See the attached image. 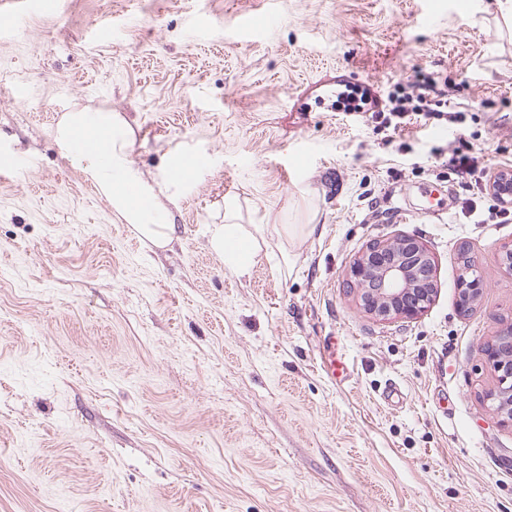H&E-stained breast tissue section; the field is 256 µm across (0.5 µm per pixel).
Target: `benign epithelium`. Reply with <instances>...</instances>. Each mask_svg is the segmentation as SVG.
Returning a JSON list of instances; mask_svg holds the SVG:
<instances>
[{
	"label": "benign epithelium",
	"instance_id": "obj_1",
	"mask_svg": "<svg viewBox=\"0 0 512 512\" xmlns=\"http://www.w3.org/2000/svg\"><path fill=\"white\" fill-rule=\"evenodd\" d=\"M490 188L505 201L512 197V170L490 177ZM466 276L458 283L461 312L476 308L484 283L468 251L460 253ZM350 278L358 288L360 308L381 322L411 321L420 316L435 291L434 260L426 245L414 236L374 241L353 261ZM485 362L497 373V386L488 394L493 410L512 422V321L502 324L484 345Z\"/></svg>",
	"mask_w": 512,
	"mask_h": 512
}]
</instances>
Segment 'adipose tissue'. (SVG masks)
I'll return each mask as SVG.
<instances>
[{
	"mask_svg": "<svg viewBox=\"0 0 512 512\" xmlns=\"http://www.w3.org/2000/svg\"><path fill=\"white\" fill-rule=\"evenodd\" d=\"M131 134L120 113L88 107L65 113L54 131L60 155L84 174L143 241L163 248L176 233L168 204L175 201L189 167L183 157H169L162 180H145L128 157ZM267 245L264 225L238 223L230 203L224 206L223 223L209 227L211 250L239 276L250 273L255 256Z\"/></svg>",
	"mask_w": 512,
	"mask_h": 512,
	"instance_id": "adipose-tissue-1",
	"label": "adipose tissue"
}]
</instances>
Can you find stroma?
Listing matches in <instances>:
<instances>
[{
    "instance_id": "1",
    "label": "stroma",
    "mask_w": 512,
    "mask_h": 512,
    "mask_svg": "<svg viewBox=\"0 0 512 512\" xmlns=\"http://www.w3.org/2000/svg\"><path fill=\"white\" fill-rule=\"evenodd\" d=\"M0 70V512H512L480 354L512 320V221L442 165L462 134L485 175L512 170L496 0H56L0 22ZM420 71L450 119L393 131L323 103L339 79L384 96ZM82 107L126 117L145 179L206 156L169 248L59 155ZM228 201L267 235L315 230L239 278L208 244ZM401 234L437 292L382 323L347 273ZM463 248L485 283L467 314Z\"/></svg>"
}]
</instances>
